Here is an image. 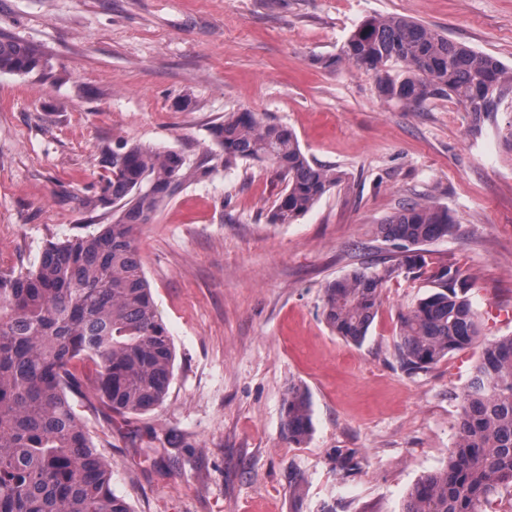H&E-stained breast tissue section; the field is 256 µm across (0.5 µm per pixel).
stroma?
I'll list each match as a JSON object with an SVG mask.
<instances>
[{
	"instance_id": "35a3bbf8",
	"label": "stroma",
	"mask_w": 512,
	"mask_h": 512,
	"mask_svg": "<svg viewBox=\"0 0 512 512\" xmlns=\"http://www.w3.org/2000/svg\"><path fill=\"white\" fill-rule=\"evenodd\" d=\"M378 15L512 68V0H0V30L55 74L0 73V271L111 222L81 201L117 142L212 168L139 238L176 351L165 403L123 418L76 401L132 512H400L445 467L481 343L402 372L399 315L420 280L385 284L362 343L323 315L329 282L386 266L376 227L403 205L447 208L456 232L430 243L433 262L471 274L483 341L512 335V106L478 122L453 99L397 107L372 73L325 67ZM242 110L292 128L311 162L342 176L294 223L270 221L276 169L216 157L213 126ZM292 384L312 401L300 446L282 431ZM339 448L354 450L352 471H337Z\"/></svg>"
}]
</instances>
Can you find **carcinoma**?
I'll use <instances>...</instances> for the list:
<instances>
[{
    "label": "carcinoma",
    "mask_w": 512,
    "mask_h": 512,
    "mask_svg": "<svg viewBox=\"0 0 512 512\" xmlns=\"http://www.w3.org/2000/svg\"><path fill=\"white\" fill-rule=\"evenodd\" d=\"M340 61L373 73L380 95L403 106L453 98L478 121L512 100V69L499 59L401 17L366 20L326 65ZM35 70H49L43 53L0 32V73ZM212 135L224 165L256 161L283 174L275 224L293 223L340 182L335 168L306 157L292 129L256 112L224 116ZM102 166L106 175L82 205L112 208L111 223L49 242L34 268L0 272V512H131L72 401L82 393L76 363H93L96 401L122 418L158 407L168 395L175 351L138 237L167 200L210 168L188 167L172 149L126 142L106 153ZM455 230L448 209L427 203L387 217L378 234L392 246V263L325 288L323 314L333 332L362 342L384 284L424 275L429 291L399 316L400 369L418 375L468 349L481 332L472 276L453 262L430 266L426 249ZM458 400L448 465L417 482L401 512H485L498 488H512V336L485 344ZM283 430L295 445L313 432L300 385L284 397Z\"/></svg>",
    "instance_id": "obj_1"
}]
</instances>
